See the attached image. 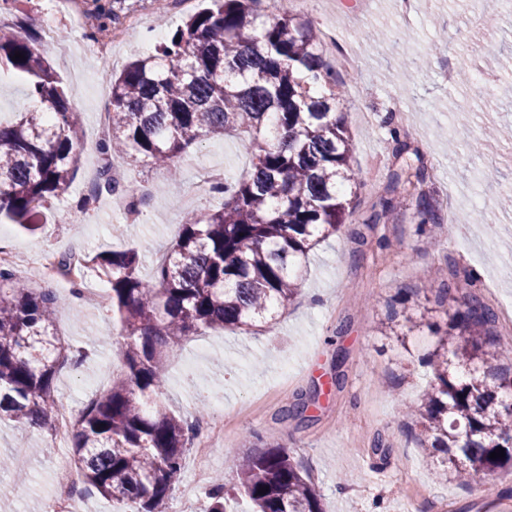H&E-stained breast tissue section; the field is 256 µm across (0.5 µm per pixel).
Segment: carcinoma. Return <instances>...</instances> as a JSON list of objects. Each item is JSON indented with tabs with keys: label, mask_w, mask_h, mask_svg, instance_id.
<instances>
[{
	"label": "carcinoma",
	"mask_w": 512,
	"mask_h": 512,
	"mask_svg": "<svg viewBox=\"0 0 512 512\" xmlns=\"http://www.w3.org/2000/svg\"><path fill=\"white\" fill-rule=\"evenodd\" d=\"M261 0H216L168 34L153 53L109 75L112 111L98 150L107 162L100 181L73 207L86 211L118 185L112 163L152 165L176 174L174 158L205 140L234 134L251 159L234 185L217 184L224 206L203 210L181 225L153 276L139 273L132 247L96 253L91 270L107 283L106 305L121 325L124 371L86 403L71 434L82 483L132 512H166L182 470L193 422L160 400L163 357L186 337L208 329H251L276 320L294 303L308 253L336 234L351 211L347 188L361 185L351 165L353 143L342 117L345 89L323 55V34L282 0L279 14L262 19ZM24 55L14 58L15 53ZM0 68L27 79L28 96L50 111L17 113L0 125V215L30 232L39 208L65 193L79 168L83 131L60 81L27 38L0 31ZM400 180L426 181L390 130ZM397 197L372 204V223L387 219ZM423 229L444 224L432 197H415ZM436 303L462 305L445 325L414 307L388 325L405 341L426 328L433 349L416 355L430 383L421 400L405 404L420 427L418 440L443 454L437 478L467 486L476 477L512 468V345L492 332L496 311L459 277L455 264L436 266ZM57 298L0 266V421L39 433L56 430L55 379L77 366L73 346L57 336ZM502 448L505 457L491 459ZM239 484L212 482L207 512H323L309 474L286 449L266 445L241 456ZM268 488L261 493L259 489Z\"/></svg>",
	"instance_id": "cac0c4a2"
}]
</instances>
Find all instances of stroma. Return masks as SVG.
I'll use <instances>...</instances> for the list:
<instances>
[{
    "instance_id": "35a3bbf8",
    "label": "stroma",
    "mask_w": 512,
    "mask_h": 512,
    "mask_svg": "<svg viewBox=\"0 0 512 512\" xmlns=\"http://www.w3.org/2000/svg\"><path fill=\"white\" fill-rule=\"evenodd\" d=\"M46 0H8L0 9V29L38 39V49L63 83L67 99L87 138L81 168L67 193L51 199L40 227L28 232L11 225L0 248L14 251L21 267L32 266L33 251L92 254L119 245L145 256L140 269L150 277L162 250L181 224L203 208L221 206V196L192 192L202 169L218 168L234 179L250 167L249 158L230 136L206 140L180 160L181 175L168 182L155 167L124 168L122 195H102L94 210L72 209L75 198L105 164L93 137L109 98L100 93L106 72H120L154 35L183 24L202 0L160 15L148 0H128L148 18L134 40L114 47L107 58L93 55V27L58 8L54 22L63 43L52 49L41 40ZM327 9L312 0L303 16L327 38L326 60L348 53L352 71L340 73L346 87L345 122L354 144L352 166L362 185L350 199L351 215L341 231L309 257L297 301L273 329L247 333L226 328L188 337L166 361L162 401L181 414L194 413L208 397V416L224 422L230 438L213 448L211 475L236 485V458L256 445L285 448L310 473L324 512H512V473L495 476L508 498L487 496L482 483L465 488L437 479V458L415 437L416 427L403 404L420 398L429 377L424 368L399 362L398 348L382 329L405 304L444 315L428 266L445 260L477 269V290L497 295L498 316L512 313V26L500 22L491 34L478 31L466 0H421L401 14L397 0H337ZM386 32L385 41L368 43V31ZM499 52L487 63L488 47ZM412 69H397L400 57ZM464 68L465 77L446 82V66ZM407 133L429 177L421 186L433 198L452 233H422L412 209L392 220L369 223L370 207L396 168L387 145L390 126ZM506 129L482 155L472 144L485 128ZM136 202L140 221L124 224L120 203ZM123 224L121 236L112 227ZM33 284L57 295V328L73 345L86 349L79 368L61 369L56 399L73 413L109 387L120 369L119 325L106 306L72 302L64 281L33 275ZM307 406L304 419L286 417L291 403ZM38 437L18 422H0V453L10 457L0 470V512H45L56 491V471L68 444L47 456L30 450Z\"/></svg>"
}]
</instances>
